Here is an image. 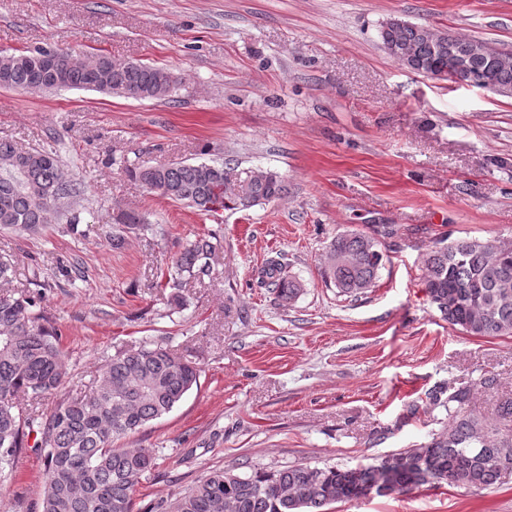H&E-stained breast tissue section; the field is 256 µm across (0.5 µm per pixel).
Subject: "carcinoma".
<instances>
[{"label":"carcinoma","instance_id":"1","mask_svg":"<svg viewBox=\"0 0 512 512\" xmlns=\"http://www.w3.org/2000/svg\"><path fill=\"white\" fill-rule=\"evenodd\" d=\"M426 25L392 19L382 26L385 50L412 72L448 66V42L426 37ZM464 49L463 77L474 84L490 78L512 86V60L488 72L483 42L452 36ZM54 56L57 71L40 91L86 89L124 99L166 101L175 88L170 69L152 63L117 62L106 54L80 59L69 51L37 49L0 52V88L29 89L40 58ZM230 164L179 162L155 167L128 166V176L149 193L204 214L221 209L247 210L284 193L281 177L254 168L239 181ZM82 194L69 179L55 150L27 149L0 140V229L17 235L40 234L53 220L66 217V232L79 233L80 212L64 204ZM143 217L123 213L112 228V249L127 243V230ZM221 248L213 235L189 242L162 273L175 290L216 274ZM380 241L364 232L336 235L326 254L325 273L338 293L356 296L373 287L383 266ZM426 290L444 320L470 336L512 335V243L457 239L436 246L423 259ZM14 267L0 259V477L9 478L26 439L44 457L41 512H134L135 493L155 467L149 448H116L114 440L135 433L171 412L197 384L200 368L185 355L159 344L120 351L99 369L87 394L61 399L51 413L25 412L19 394L33 399L57 394L69 376V364L56 328L41 322L35 297L9 289ZM259 287L284 301L303 285L290 274L278 253L266 260ZM474 389L438 386L428 405L442 408L446 421L431 439L393 452L391 462L377 459L354 466L299 463L275 471L251 473L215 469L161 505L163 512H326L368 494H401L423 485L468 490L498 483L512 470V399L500 401L493 414L477 411Z\"/></svg>","mask_w":512,"mask_h":512}]
</instances>
